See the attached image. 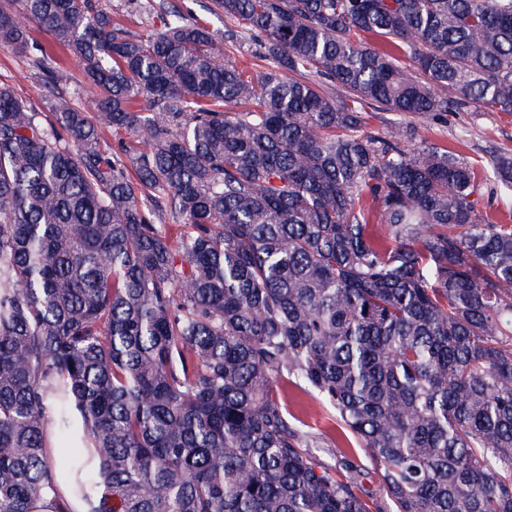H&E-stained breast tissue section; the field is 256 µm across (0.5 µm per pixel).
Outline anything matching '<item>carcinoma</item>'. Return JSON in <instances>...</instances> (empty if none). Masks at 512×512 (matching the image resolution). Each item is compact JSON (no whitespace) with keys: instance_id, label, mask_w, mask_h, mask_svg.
<instances>
[{"instance_id":"cac0c4a2","label":"carcinoma","mask_w":512,"mask_h":512,"mask_svg":"<svg viewBox=\"0 0 512 512\" xmlns=\"http://www.w3.org/2000/svg\"><path fill=\"white\" fill-rule=\"evenodd\" d=\"M211 2L243 32L174 0H126L147 33L99 0H0L51 111L0 83V512L57 493L51 422L93 443L84 512H512V224L473 199L512 197V157L480 175L364 130L374 104L512 114V0ZM240 34L265 71L224 61ZM283 375L387 499L364 459L320 462ZM106 8L113 11H119L122 21L133 31L141 32L146 29H158L161 26L160 20L156 16L146 15H123L124 0H101ZM185 13V15L189 19H198L200 22L203 21H209L210 27H218V28H225L231 27L233 29H237L236 27L238 24L235 22L233 23L232 20L225 19L222 17V19H218L216 16L211 15L206 8L204 7L205 4L208 3L209 0H175ZM273 398L288 412V417H298L302 429L321 448L318 453L323 461L333 463L329 452L339 448H357L354 436L340 423L336 412L316 394L305 392L287 376L276 379L272 389ZM360 456L362 452L358 450Z\"/></svg>"}]
</instances>
